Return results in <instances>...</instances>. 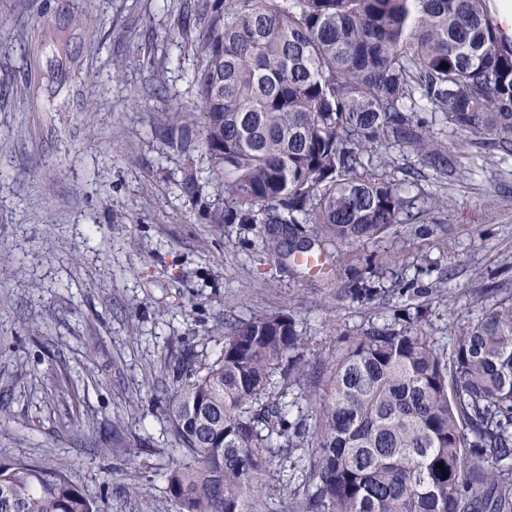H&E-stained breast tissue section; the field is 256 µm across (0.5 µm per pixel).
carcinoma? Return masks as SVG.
Returning a JSON list of instances; mask_svg holds the SVG:
<instances>
[{
	"mask_svg": "<svg viewBox=\"0 0 512 512\" xmlns=\"http://www.w3.org/2000/svg\"><path fill=\"white\" fill-rule=\"evenodd\" d=\"M178 29L197 59L191 116L221 204L202 202L191 168L182 193L212 224L255 225L272 256L322 257L330 242L372 240L448 205L386 172L399 147L422 179H463L439 119L471 147L512 157V38L489 0H194ZM183 117L161 138L185 152ZM377 277L357 275L344 295L387 296ZM339 342L308 370L306 337L278 312L228 327L209 365L183 350L165 397L190 459L168 469L177 512H249L260 477L309 447L292 512H512V300L448 352L411 317ZM292 386L313 425L288 420ZM0 512L100 509L64 466L0 462Z\"/></svg>",
	"mask_w": 512,
	"mask_h": 512,
	"instance_id": "cac0c4a2",
	"label": "carcinoma"
}]
</instances>
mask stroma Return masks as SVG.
Segmentation results:
<instances>
[{
  "label": "stroma",
  "mask_w": 512,
  "mask_h": 512,
  "mask_svg": "<svg viewBox=\"0 0 512 512\" xmlns=\"http://www.w3.org/2000/svg\"><path fill=\"white\" fill-rule=\"evenodd\" d=\"M184 0H0V462L68 465L102 512H176V458L164 398L182 348L197 365L222 328L290 314L311 352L341 333L421 308L442 348L482 308L512 298V161L446 134L471 175L426 183L448 198L425 222L373 242L329 246L320 271L281 262L253 225L213 224L180 182L201 148L158 135L192 108L196 58L177 20ZM167 57L161 79L147 57ZM380 272L383 303L344 298ZM252 512H289L298 481L270 472Z\"/></svg>",
  "instance_id": "stroma-1"
}]
</instances>
